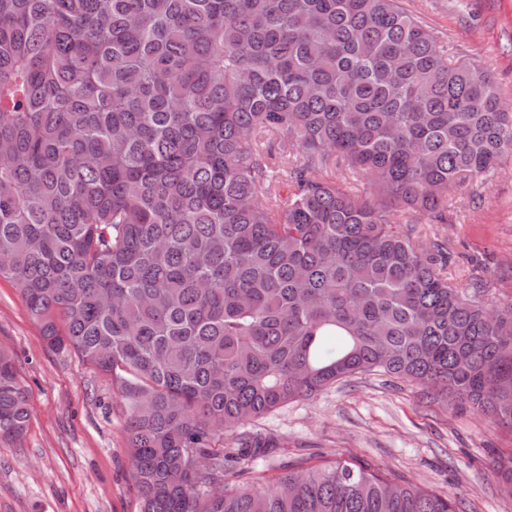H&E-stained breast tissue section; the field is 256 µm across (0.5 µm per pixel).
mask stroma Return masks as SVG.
Listing matches in <instances>:
<instances>
[{"instance_id": "35a3bbf8", "label": "stroma", "mask_w": 512, "mask_h": 512, "mask_svg": "<svg viewBox=\"0 0 512 512\" xmlns=\"http://www.w3.org/2000/svg\"><path fill=\"white\" fill-rule=\"evenodd\" d=\"M452 58L491 72L512 104V0H401ZM412 235L447 246L449 281L477 279L484 298L512 300V158L494 176L453 192L448 221L410 216ZM0 348L30 398V424L18 442L0 441V512H139L125 444L126 402L112 379L54 350L26 303L0 278ZM287 439L283 454L254 463L271 477L283 464L306 466L353 457L388 477L460 498L463 512H512V494L493 472L497 452L512 450V429L434 402L421 386L380 374L358 375L313 398L245 423Z\"/></svg>"}]
</instances>
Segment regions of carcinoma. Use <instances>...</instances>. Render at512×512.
I'll return each mask as SVG.
<instances>
[{
	"instance_id": "cac0c4a2",
	"label": "carcinoma",
	"mask_w": 512,
	"mask_h": 512,
	"mask_svg": "<svg viewBox=\"0 0 512 512\" xmlns=\"http://www.w3.org/2000/svg\"><path fill=\"white\" fill-rule=\"evenodd\" d=\"M506 157L492 75L399 0H0V278L112 376L140 512H459L354 459L270 479L287 440L224 434L368 373L512 429V302L396 228ZM29 420L1 348L0 440Z\"/></svg>"
}]
</instances>
